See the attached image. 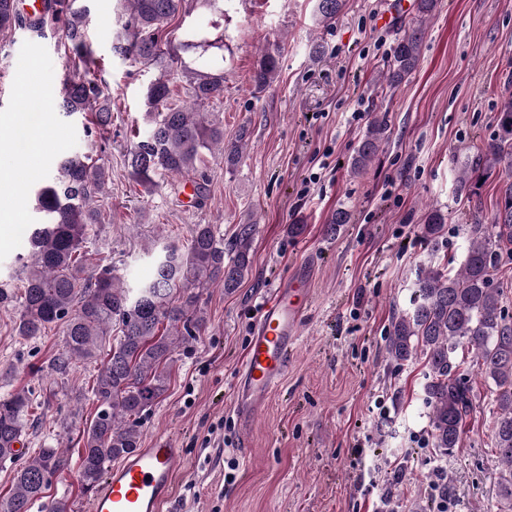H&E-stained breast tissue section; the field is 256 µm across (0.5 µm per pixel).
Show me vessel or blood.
<instances>
[{
    "instance_id": "b4317fda",
    "label": "vessel or blood",
    "mask_w": 512,
    "mask_h": 512,
    "mask_svg": "<svg viewBox=\"0 0 512 512\" xmlns=\"http://www.w3.org/2000/svg\"><path fill=\"white\" fill-rule=\"evenodd\" d=\"M310 303L300 270L277 283L265 303L237 386L234 409L241 426H250L263 413L283 379ZM182 458V449L162 439L129 452L97 486L88 512H161L171 497Z\"/></svg>"
}]
</instances>
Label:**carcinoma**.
I'll return each instance as SVG.
<instances>
[{
	"label": "carcinoma",
	"instance_id": "1",
	"mask_svg": "<svg viewBox=\"0 0 512 512\" xmlns=\"http://www.w3.org/2000/svg\"><path fill=\"white\" fill-rule=\"evenodd\" d=\"M129 17L117 35L114 51L134 65L158 67L160 77L148 87L149 130L128 156L133 177L149 184L161 175L185 176L199 171L206 153L219 150L232 168L247 146V131L224 142V125L204 105L224 96V75L186 69L179 52L215 48L224 51V37L214 40L186 31L179 46L168 38L167 25L194 12L224 15V0H125ZM345 0H317L325 24L336 20ZM437 0H417V17L398 38L387 65L385 83L401 85L415 70L424 39L423 23ZM88 10L79 0H45L38 17L22 15L17 0H0V32L23 25L40 36L51 32L70 60L87 77L67 82L62 91L64 114H81L86 133L100 136L112 128V109L102 80L91 71L87 45ZM181 71L193 84L192 105L170 103L167 74ZM280 72L279 48H265L253 72L255 92L265 91ZM388 137L385 120H374L351 160L350 172L364 174ZM512 168V101L497 117V134L480 155L465 162L461 187L473 190L497 165ZM109 178L103 165L88 153L62 157L52 184L35 192L37 222L30 234L31 263L21 293L17 332L42 335L63 326V347L51 369L66 376L78 363L100 362L91 396L97 411L82 432L78 480L86 494L94 492L113 460L140 447L142 416L167 391L174 351L206 328L200 300L204 289L221 283L235 288L251 271L256 225L240 224L229 243L211 224H195L187 248L166 244L154 256L151 277L139 287L123 285L112 268H97L86 250L93 228L102 223L98 205ZM447 217L437 207L426 213L424 236L440 237ZM489 233L484 224H467L468 247L455 273L428 268L416 283L412 311L393 315L386 338L391 362L402 365L424 356L423 393L429 408L434 446L451 451L460 442L463 424L473 407L470 379L457 372V350L467 348L478 372L493 385L496 412L493 440L500 465L498 486L512 504V316L502 304L495 281L503 259L512 260V186L499 201ZM112 346L101 356V345ZM32 398L25 389L0 394V463L13 458L14 444L31 425ZM68 466L64 451L52 445L36 449L16 471L9 493L0 498V512H72L67 497L47 494L53 478Z\"/></svg>",
	"mask_w": 512,
	"mask_h": 512
}]
</instances>
